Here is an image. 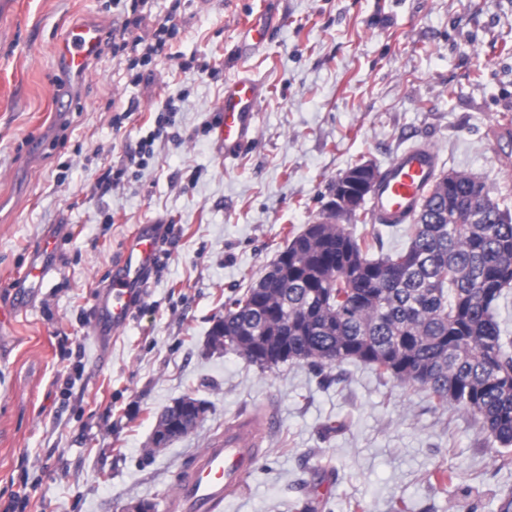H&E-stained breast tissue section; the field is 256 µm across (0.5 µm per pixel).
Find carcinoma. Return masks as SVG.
<instances>
[{
	"mask_svg": "<svg viewBox=\"0 0 512 512\" xmlns=\"http://www.w3.org/2000/svg\"><path fill=\"white\" fill-rule=\"evenodd\" d=\"M329 212L292 236L269 270L224 304L215 350L261 368L358 360L436 407L476 418L512 447V341L496 307L512 286V212L467 172L439 171L405 249L370 255Z\"/></svg>",
	"mask_w": 512,
	"mask_h": 512,
	"instance_id": "1",
	"label": "carcinoma"
}]
</instances>
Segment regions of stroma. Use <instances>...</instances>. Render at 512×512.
I'll return each instance as SVG.
<instances>
[{"label": "stroma", "mask_w": 512, "mask_h": 512, "mask_svg": "<svg viewBox=\"0 0 512 512\" xmlns=\"http://www.w3.org/2000/svg\"><path fill=\"white\" fill-rule=\"evenodd\" d=\"M0 15V504L14 512H169L190 458L240 412L277 425L223 512H500L512 465L479 421L435 408L355 361L260 368L212 350L224 304L266 271L287 237L322 221L337 178L384 169L413 144L443 171L483 181L512 211V0H151L138 29L167 27L166 56L131 65L111 39L136 0H10ZM278 18L240 53L243 22ZM105 32L81 84L55 65L68 26ZM266 88L254 139L225 159L212 128L224 84ZM177 108L165 109L168 99ZM161 127L143 163L130 162ZM40 141L39 154L28 151ZM120 177L109 187L107 173ZM142 224L163 241L145 297L106 345L91 308ZM383 252L407 227L348 219ZM59 268L16 312L12 281L46 236ZM202 400L167 446L158 415ZM453 472L447 485L433 473ZM206 406L201 402H195L191 406H187L185 404H182L180 402H175L172 405V412L175 416L178 415H184L185 413H189L190 417H192L194 422V427L197 425V423L202 418L204 412H205ZM175 422V420H174ZM174 422H171L168 425H165L160 428H156L153 433L152 440L154 441L155 445L157 447H163L172 442L173 440L187 434L189 431H191L194 427L183 429L182 427L177 426L174 424Z\"/></svg>", "instance_id": "1"}]
</instances>
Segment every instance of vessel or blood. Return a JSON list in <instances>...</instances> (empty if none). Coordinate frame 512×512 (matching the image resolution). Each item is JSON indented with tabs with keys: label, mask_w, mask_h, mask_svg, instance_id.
I'll return each instance as SVG.
<instances>
[{
	"label": "vessel or blood",
	"mask_w": 512,
	"mask_h": 512,
	"mask_svg": "<svg viewBox=\"0 0 512 512\" xmlns=\"http://www.w3.org/2000/svg\"><path fill=\"white\" fill-rule=\"evenodd\" d=\"M267 14L253 16L241 30V47L260 45L273 26ZM102 41L95 24L72 26L58 46L57 64L74 78H83L97 57ZM264 95L262 83L242 71L224 86L217 139L225 158H234L250 143L256 131V116ZM438 167L433 148L418 144L397 153L381 172L370 193L369 211L378 224L412 221L430 191ZM158 227L140 225L123 248V256L106 288L94 304L92 334L106 343L128 323L133 304L144 293V285L157 256ZM55 240L44 241L34 252L25 275L13 282L17 306H25L37 294L43 280L57 266ZM274 424L273 417H242L224 429V435L193 456L182 473L174 494V512H220L227 497L240 492L245 476L260 457L259 439Z\"/></svg>",
	"instance_id": "vessel-or-blood-1"
}]
</instances>
